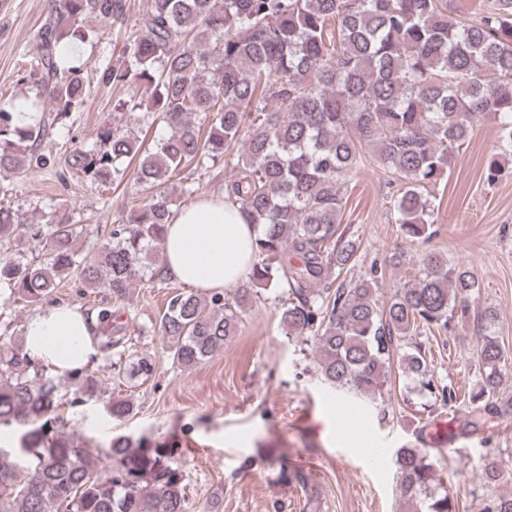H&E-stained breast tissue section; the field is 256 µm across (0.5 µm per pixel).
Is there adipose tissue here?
I'll return each instance as SVG.
<instances>
[{"instance_id": "ef3b65f1", "label": "adipose tissue", "mask_w": 512, "mask_h": 512, "mask_svg": "<svg viewBox=\"0 0 512 512\" xmlns=\"http://www.w3.org/2000/svg\"><path fill=\"white\" fill-rule=\"evenodd\" d=\"M257 235L237 204L219 197L175 210L163 246L168 277L199 293H220L247 280ZM25 348L57 371L89 364L97 353L83 310L75 305L44 307L26 322Z\"/></svg>"}]
</instances>
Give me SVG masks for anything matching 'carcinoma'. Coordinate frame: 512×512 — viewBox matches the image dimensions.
Listing matches in <instances>:
<instances>
[{
	"instance_id": "1",
	"label": "carcinoma",
	"mask_w": 512,
	"mask_h": 512,
	"mask_svg": "<svg viewBox=\"0 0 512 512\" xmlns=\"http://www.w3.org/2000/svg\"><path fill=\"white\" fill-rule=\"evenodd\" d=\"M48 10L28 73L41 75L49 101L44 109L29 97L0 106L2 178L51 163L40 151L49 132L45 113L58 121L85 101L88 62L73 51L93 39L85 21L121 28L129 3L48 0ZM102 80L142 89L147 116L168 134L142 148L135 131L142 103L120 99L114 110L128 115V124L102 130L91 146L72 145L65 170L105 181L135 160L148 197L90 256L78 247L86 228L65 214L25 224L0 204V241L15 247L0 258L1 308L42 304L67 278L103 288L111 302L86 310L97 349L107 360L126 358L118 371L124 381L148 379L154 364L124 347L112 303L138 281L165 280L157 264L165 226L193 194L169 182L222 159L228 174L217 193L240 204L258 229L249 279L284 289L281 327L314 339L323 384L373 404L390 383L398 341L420 327L470 320L478 280L439 252L423 254L418 277L384 302L377 266L344 278L361 246L341 228L347 177L371 160L400 178L394 208L402 233L425 240L432 235L425 191L451 170L481 119L501 131L504 150L485 166L487 181L500 176L512 148V0H487L471 20L452 17L447 0H149ZM27 110L39 119L21 123L17 114ZM32 244L41 248L38 262L26 258ZM249 294L244 288L230 301L217 293L171 296L155 331L172 361L193 368L221 352ZM493 322L489 309L477 317L482 371L470 396L473 411L489 417L512 408V395L500 394L506 355ZM412 346L405 375L441 405L456 404L455 388L435 382L425 352ZM64 386L72 405L98 393L88 368L60 377L24 344L0 335V427L16 434L14 455L0 456V512H213L190 502L173 448L123 435L104 457L78 445L58 414ZM106 409L117 421L133 412L125 397L109 398ZM395 465L405 512H456L426 449H397ZM278 478L309 487L307 475L286 463ZM502 479L498 459H487L483 485ZM478 512H512V493L483 496Z\"/></svg>"
}]
</instances>
